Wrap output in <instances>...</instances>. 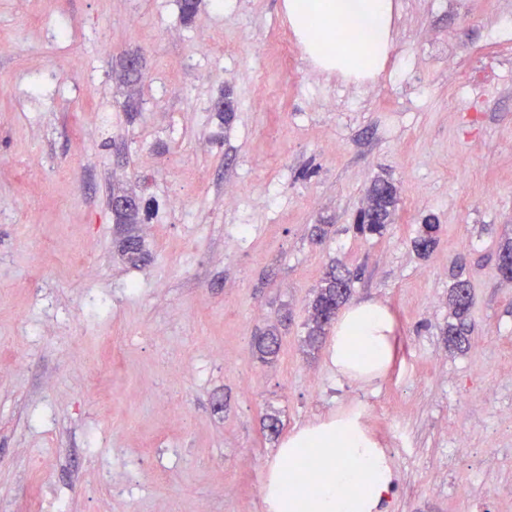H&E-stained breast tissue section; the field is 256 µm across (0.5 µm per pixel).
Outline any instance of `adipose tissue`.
<instances>
[{"mask_svg":"<svg viewBox=\"0 0 512 512\" xmlns=\"http://www.w3.org/2000/svg\"><path fill=\"white\" fill-rule=\"evenodd\" d=\"M282 10L320 70L355 77L382 70L392 43L393 0H283ZM396 339L387 306L355 302L336 320L327 362L339 377L369 386L388 372ZM396 487L392 458L362 412L342 408L280 443L261 495L264 512H389Z\"/></svg>","mask_w":512,"mask_h":512,"instance_id":"adipose-tissue-1","label":"adipose tissue"}]
</instances>
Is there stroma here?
Instances as JSON below:
<instances>
[{
    "instance_id": "1",
    "label": "stroma",
    "mask_w": 512,
    "mask_h": 512,
    "mask_svg": "<svg viewBox=\"0 0 512 512\" xmlns=\"http://www.w3.org/2000/svg\"><path fill=\"white\" fill-rule=\"evenodd\" d=\"M395 2L355 82L317 71L281 0H0V512H264L282 438L352 404L395 463L390 512H512V0ZM378 178L399 203L363 234ZM117 194L158 211L116 223ZM334 263L398 325L373 388L304 344ZM465 289H468V291L465 292ZM469 289L466 280H457L450 289L448 299L451 315L455 320V322L449 323L446 331L448 346L457 350H462L466 345H469L470 327L467 319L472 307V297Z\"/></svg>"
}]
</instances>
